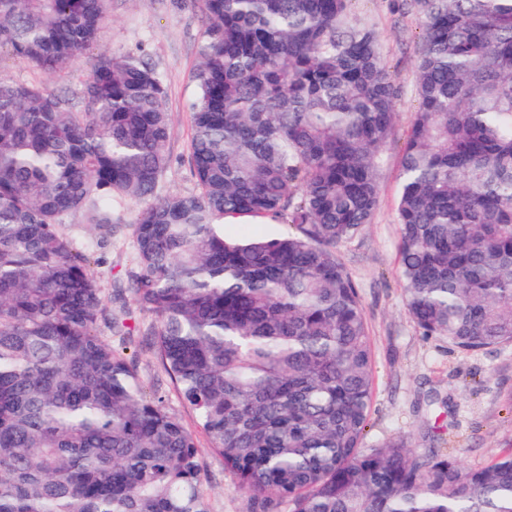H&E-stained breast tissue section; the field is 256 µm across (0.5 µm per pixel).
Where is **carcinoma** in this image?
<instances>
[{"mask_svg": "<svg viewBox=\"0 0 512 512\" xmlns=\"http://www.w3.org/2000/svg\"><path fill=\"white\" fill-rule=\"evenodd\" d=\"M111 0H0V46L41 74ZM208 20L189 165L158 193L167 88L99 53L74 98L0 76V512H210L195 434L146 391L125 296L253 512H512V455L465 468L400 437L361 448L370 336L336 247L372 223L398 95L352 0H193ZM419 102L397 209L406 306L463 351L512 343V0H398ZM133 219L139 272L106 305L63 224ZM287 230L224 234L228 217Z\"/></svg>", "mask_w": 512, "mask_h": 512, "instance_id": "obj_1", "label": "carcinoma"}]
</instances>
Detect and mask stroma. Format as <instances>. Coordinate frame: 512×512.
Instances as JSON below:
<instances>
[{
  "label": "stroma",
  "mask_w": 512,
  "mask_h": 512,
  "mask_svg": "<svg viewBox=\"0 0 512 512\" xmlns=\"http://www.w3.org/2000/svg\"><path fill=\"white\" fill-rule=\"evenodd\" d=\"M393 3L353 0L351 5L357 18L374 25L398 86L397 119L382 162L378 210L372 224L336 249L358 288L371 342L374 381L365 443L372 446L400 435L416 451L437 448L464 467H482L512 454V343L463 351L447 339L421 335L407 310L399 273L397 205L402 148L418 106L414 50L420 29L415 15L396 13ZM205 30L203 16L188 0H112L95 48L68 68L44 75L1 47L0 74L39 82L49 92L70 97L79 92L99 50L148 58L167 87L173 119L170 165L161 189L193 193L197 185L188 163L190 107L197 95L195 74ZM66 222L76 248L93 253L98 285L104 296H111L114 282L126 281L137 268L132 225H122L106 238L80 228L76 217ZM112 345L136 355L146 389H162L169 411L193 425L192 412L167 383L144 337L125 341L116 336ZM196 440L211 512H251L249 496L225 471L207 437L200 433Z\"/></svg>",
  "instance_id": "stroma-1"
}]
</instances>
